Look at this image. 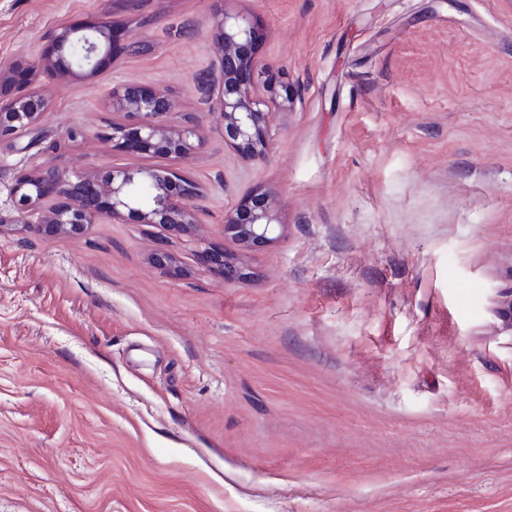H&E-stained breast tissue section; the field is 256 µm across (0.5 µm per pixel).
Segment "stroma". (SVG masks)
Masks as SVG:
<instances>
[{
	"label": "stroma",
	"mask_w": 512,
	"mask_h": 512,
	"mask_svg": "<svg viewBox=\"0 0 512 512\" xmlns=\"http://www.w3.org/2000/svg\"><path fill=\"white\" fill-rule=\"evenodd\" d=\"M231 8L297 92L264 161L225 145L197 83L220 0H0V59L62 24L113 43L94 75L34 77L49 107L0 137V212L45 166L200 190L190 235L0 226V512H512V0ZM131 83L198 126L191 157L113 149ZM258 188L284 230L253 250L224 217ZM198 256L205 262L218 265L224 280L227 282H236L248 278L249 273L245 271V268L231 258L224 257L223 259V256L218 257L207 249L200 251Z\"/></svg>",
	"instance_id": "stroma-1"
}]
</instances>
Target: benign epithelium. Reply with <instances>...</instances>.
Listing matches in <instances>:
<instances>
[{"label":"benign epithelium","instance_id":"benign-epithelium-1","mask_svg":"<svg viewBox=\"0 0 512 512\" xmlns=\"http://www.w3.org/2000/svg\"><path fill=\"white\" fill-rule=\"evenodd\" d=\"M220 83L216 97L224 118V144L249 160L269 158L273 138L270 115L290 112L297 95L280 72L266 71L253 53L260 32L243 14L224 10L216 18ZM111 52V29L104 22L66 26L51 38L47 52L31 61L0 60V136L25 130L46 111L44 97L26 91L18 82L49 71L68 77L75 70L93 73ZM108 105L114 112L137 117L127 127L112 128V146L118 149L186 157L195 148L194 125L178 128L166 123L172 104L164 94L137 84L112 88ZM18 205L17 224L35 218L48 236L77 235L102 218L138 224H159L186 232L196 223L193 199L197 186L187 178L153 168L114 167L104 177L79 176L71 180L56 168L18 175L10 189ZM282 228L271 193L257 188L224 220V233L248 248L277 240ZM199 257L219 266L227 282L248 278L231 258L204 249ZM498 314L512 332V287L499 295Z\"/></svg>","mask_w":512,"mask_h":512}]
</instances>
